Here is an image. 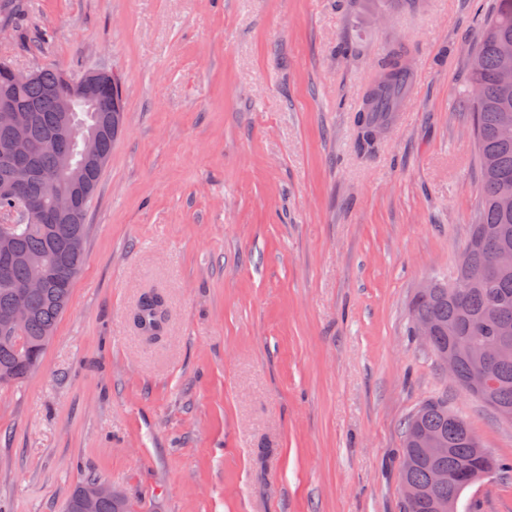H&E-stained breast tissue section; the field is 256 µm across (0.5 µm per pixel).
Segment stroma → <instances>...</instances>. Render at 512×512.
I'll return each instance as SVG.
<instances>
[{
  "label": "stroma",
  "mask_w": 512,
  "mask_h": 512,
  "mask_svg": "<svg viewBox=\"0 0 512 512\" xmlns=\"http://www.w3.org/2000/svg\"><path fill=\"white\" fill-rule=\"evenodd\" d=\"M493 0H0V60L104 69L122 129L70 308L0 390V512H65L96 476L141 512H401L404 424L447 396L512 462V423L410 332L478 203L463 106ZM415 64L372 155L354 115ZM165 298L158 338L132 312ZM458 512H512V472Z\"/></svg>",
  "instance_id": "obj_1"
}]
</instances>
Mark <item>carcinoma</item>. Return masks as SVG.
Segmentation results:
<instances>
[{
  "mask_svg": "<svg viewBox=\"0 0 512 512\" xmlns=\"http://www.w3.org/2000/svg\"><path fill=\"white\" fill-rule=\"evenodd\" d=\"M505 40L512 41V0H495L472 51L465 94L481 174L474 221L453 274L436 277L435 287L415 293L410 304V317L437 327L430 345L434 357L451 344L460 349L457 388L461 391L477 373L485 348L498 342L500 326L512 325V269L502 270L495 264L497 251L512 249V210L505 211L498 203L501 182L512 180V126L505 128L501 122L502 110L512 109V87L500 85L497 79L503 65L499 48ZM406 61L407 53L400 49L387 52L354 116L356 145L363 155L374 152L378 139L373 132L388 129L405 101L414 79ZM65 75L63 69L46 68L38 80L17 85L0 69V98L9 96L26 109V135L37 148L30 159L35 175L19 192L4 184L6 170L0 165V320L19 304L28 311L17 338H0V388L21 383L31 364L41 362L58 321L69 308L73 283L84 261L86 218L94 196H89L78 219L63 224L32 221L24 201L46 208L51 204L52 183L66 187L84 175L99 183L102 170L94 167V159L110 157L118 133L114 127L110 134H97L100 124L111 117L105 104L76 101L71 111H62L69 98L62 90ZM103 96L124 108L118 77L104 86ZM48 268L57 274L54 281L39 291H21L28 280ZM469 270L483 273L484 281L462 289L459 297L452 295V285ZM133 321L142 334L160 335L166 321L162 295L144 293ZM468 395L499 416L512 413V359L499 364L494 383ZM425 432L437 434L442 448L434 453L421 448L418 438ZM438 469L448 472V482H434ZM500 470L502 464L481 448L467 420L448 405L446 396L424 401L409 417L399 472L404 512H441L448 502L458 503L464 491L487 472ZM125 508L124 497L101 498L93 512H125Z\"/></svg>",
  "mask_w": 512,
  "mask_h": 512,
  "instance_id": "cac0c4a2",
  "label": "carcinoma"
}]
</instances>
